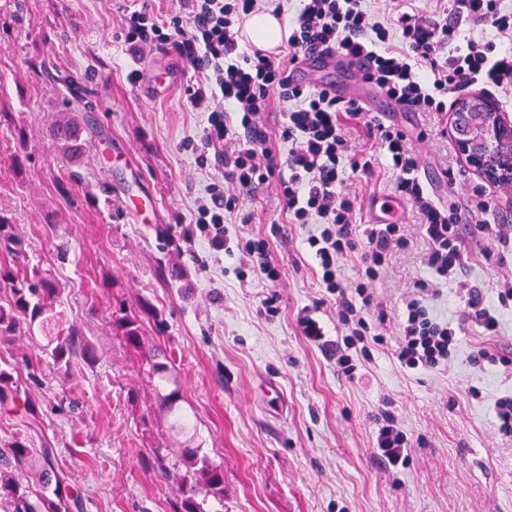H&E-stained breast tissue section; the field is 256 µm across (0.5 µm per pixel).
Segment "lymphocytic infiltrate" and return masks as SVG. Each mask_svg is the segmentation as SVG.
I'll use <instances>...</instances> for the list:
<instances>
[{
    "mask_svg": "<svg viewBox=\"0 0 512 512\" xmlns=\"http://www.w3.org/2000/svg\"><path fill=\"white\" fill-rule=\"evenodd\" d=\"M407 0H392L379 16L371 0H299L288 21L286 48L270 57L239 49L243 23L269 10L272 0H181V9L161 22L149 7L127 13L125 39L133 47L172 48L192 68L187 84L191 106L207 113L200 140L214 152L231 191L209 184L197 202L195 224L216 252L237 251L249 271L278 282L280 266L270 238H230L225 215L244 196L274 185L289 223L308 226V251L317 262V280L336 305V341L327 344L316 309L303 308L297 318L302 336L326 350L338 373L355 381L370 347L385 340L388 315L376 284L393 254L410 243L402 224H368L356 231L358 197L344 187L343 171L370 176L371 158L349 149L347 121L362 123L396 174L399 196L419 218V233L428 247L420 262L430 278L412 282L403 294V309L394 324V353L409 370H447L456 357L466 325L483 335L501 333L504 310L512 308V280L498 281L493 294L465 277L472 250L456 203L438 199L419 172V162L405 133L371 115L362 103L333 97L317 85L293 83L297 60L331 51L346 57L366 56L363 76L386 97L412 112H444L449 97L464 92L493 96L501 108L512 107V0H447L430 18L407 10ZM285 109L278 132H270L274 105ZM287 144L276 151L271 139ZM360 262L347 277L344 262ZM454 284L461 307L445 317L427 305L440 284ZM410 443L390 410H382L374 454L387 469L409 462Z\"/></svg>",
    "mask_w": 512,
    "mask_h": 512,
    "instance_id": "1",
    "label": "lymphocytic infiltrate"
}]
</instances>
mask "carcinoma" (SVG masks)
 Returning a JSON list of instances; mask_svg holds the SVG:
<instances>
[{
    "instance_id": "cac0c4a2",
    "label": "carcinoma",
    "mask_w": 512,
    "mask_h": 512,
    "mask_svg": "<svg viewBox=\"0 0 512 512\" xmlns=\"http://www.w3.org/2000/svg\"><path fill=\"white\" fill-rule=\"evenodd\" d=\"M51 137L71 154L84 150L81 122L74 115L63 116L53 126ZM485 148L496 159V177L512 182V133L488 137ZM0 254L8 258L0 264V342L22 333L33 337L39 331L54 365L68 368L78 358L94 360L96 350L78 328L55 329L61 287L37 270L20 266L23 242L2 216ZM111 325L112 334L145 362L147 375L154 381L159 412L167 418L169 430L184 438L176 461H169L157 450L150 466L178 485L180 497L175 512H204L199 498L224 495V466L200 454L194 445L196 426L183 406L185 398L176 378L175 360L160 346L145 342L142 321L124 304L113 305ZM18 397L13 370L0 368V406ZM81 505L80 489L58 468L49 445L36 448L27 440L15 439L8 447L0 448V512H74Z\"/></svg>"
}]
</instances>
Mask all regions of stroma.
Masks as SVG:
<instances>
[{"label": "stroma", "instance_id": "obj_1", "mask_svg": "<svg viewBox=\"0 0 512 512\" xmlns=\"http://www.w3.org/2000/svg\"><path fill=\"white\" fill-rule=\"evenodd\" d=\"M145 2L161 20L175 13L174 0H0V216L23 240L29 267L61 285L63 325L96 348L94 362L66 370L46 358L43 339L0 343V365H16L22 396L0 408V448L18 437L48 440L83 490V512H173L177 486L143 467L166 440V422L139 357L110 324L114 304L134 309L145 299L164 321L159 329L146 320L145 334L176 360L200 452L224 467V497L208 498L205 512H512V442L492 415L512 376L468 361L480 349L512 348V311L500 337L467 330L447 370H407L378 348L362 379L338 374L300 334L303 307L319 305L329 327L334 309L318 286L307 231L287 223L274 187L243 204L249 232L284 227L285 237L271 241L278 286L254 274L239 281L241 255L183 238L197 198L222 170L185 146L207 124L185 95L192 69L166 49L134 55L125 41V15ZM154 65L179 76L166 95L127 78ZM373 105L405 131L438 198L463 207L489 191L487 221L512 234V190L480 177L459 153L452 112H405L385 97ZM67 113L83 127L77 158L50 136ZM350 143L378 156L374 177L344 174L366 224L372 197L394 195V175L364 127L351 128ZM127 193L153 201L156 223L125 212ZM424 248L413 235L377 284L389 319L423 272ZM274 290L271 316L261 302ZM23 356L42 369L19 365ZM27 398L42 413L30 415ZM385 405L413 448L396 475L372 453Z\"/></svg>", "mask_w": 512, "mask_h": 512}]
</instances>
